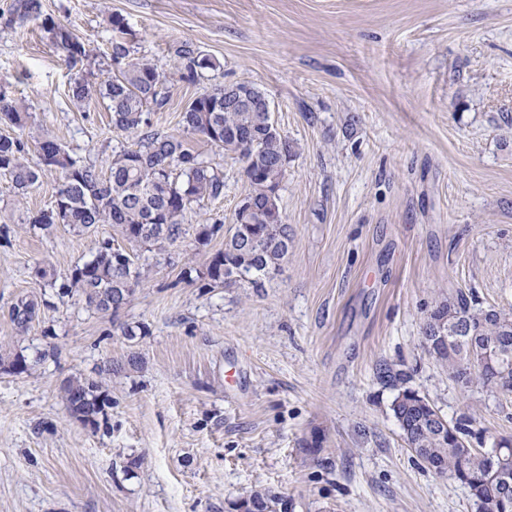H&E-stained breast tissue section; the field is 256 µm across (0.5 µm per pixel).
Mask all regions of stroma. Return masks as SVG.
I'll list each match as a JSON object with an SVG mask.
<instances>
[{"instance_id":"stroma-1","label":"stroma","mask_w":512,"mask_h":512,"mask_svg":"<svg viewBox=\"0 0 512 512\" xmlns=\"http://www.w3.org/2000/svg\"><path fill=\"white\" fill-rule=\"evenodd\" d=\"M13 2L0 0V89L73 157L101 169L128 144L105 105L68 97L112 73V13L133 57L169 77L154 129L181 132L193 98L249 82L294 154L280 268L259 288H206L183 271L223 248L250 186L235 155L190 136L224 195L193 207L175 244L131 247L143 277L116 315L64 289L111 225L32 227L58 174L21 198L0 174V512H231L255 490L288 512H477L407 446L377 369L410 373L447 420L468 411L487 438L512 436V396L461 388L422 342L432 302L455 290L512 309V0H41L96 48L75 68L40 21L10 22ZM185 42L220 70L179 79ZM22 297L39 312L21 333L8 307ZM17 355L25 373L8 369ZM107 363L111 404L92 429L62 386Z\"/></svg>"}]
</instances>
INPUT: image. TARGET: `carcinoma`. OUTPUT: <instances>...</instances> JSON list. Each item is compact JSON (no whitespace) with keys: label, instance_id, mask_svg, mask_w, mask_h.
I'll use <instances>...</instances> for the list:
<instances>
[{"label":"carcinoma","instance_id":"obj_1","mask_svg":"<svg viewBox=\"0 0 512 512\" xmlns=\"http://www.w3.org/2000/svg\"><path fill=\"white\" fill-rule=\"evenodd\" d=\"M41 0H15L11 15L20 21L39 18ZM111 57L116 70L98 86L83 79L68 92L73 107L83 110L102 101L111 112L113 126L134 142L115 153L102 175L94 164L74 159L48 136L36 140L38 162L26 157L24 142L0 135V172L9 176L23 193L35 185L43 170L61 175V186L53 206L37 212L29 223L43 231L59 224L89 229L110 224L130 244L161 246L185 233V215L205 200L224 196V173L189 146L184 134L200 135L209 143L244 162L250 192L235 213L231 235L224 248L196 270L204 287L235 286L248 282L259 288L288 255L290 237L283 224L277 200L292 146L273 126L271 113L261 105L248 110L224 104V86L217 85L194 98L182 115L183 133L151 130L149 106L161 107L166 97L159 91L166 77L148 61L131 57L127 23L111 14ZM44 30L70 64L91 65L97 58L90 45L73 30L49 18ZM175 68L182 78L214 71L219 63L188 43L175 50ZM0 123L23 132L31 127L28 107L9 97H0ZM142 276L132 255L107 240L93 257L76 266L65 288L81 294L86 304L100 311L119 313L131 301ZM19 331L37 316V304L19 299L8 311ZM452 323L479 330L483 341L501 346L500 358L484 362L478 350H469L466 336L459 335L449 347L442 331ZM430 356L448 377L465 388L479 386L490 392L512 394V311L479 308L459 291L435 302L422 327ZM377 378L396 391L390 410L403 438L416 456L436 473L449 475L469 490L478 512H512V495L504 498L491 478L492 470L512 473V436H502L485 448L483 431L473 428L474 419L462 414L454 424L442 426L441 414L429 400L408 383L411 376L389 364L379 367ZM64 400L71 418L94 429L110 405L102 381L73 377L66 381ZM478 447H473V444ZM236 512H286V502L267 492H254L233 503Z\"/></svg>","mask_w":512,"mask_h":512}]
</instances>
